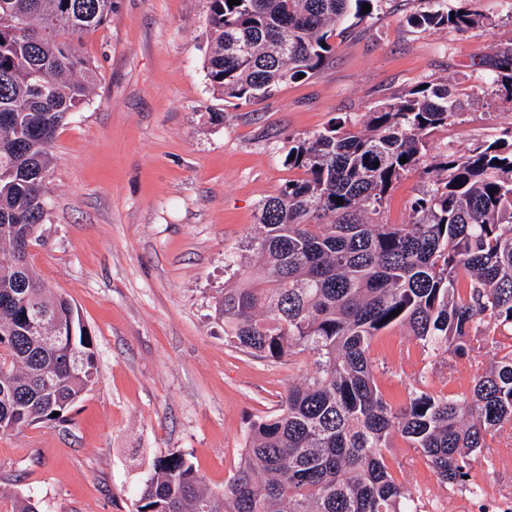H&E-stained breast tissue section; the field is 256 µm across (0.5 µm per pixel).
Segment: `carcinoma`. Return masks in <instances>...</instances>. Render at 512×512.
Instances as JSON below:
<instances>
[{"label":"carcinoma","instance_id":"obj_1","mask_svg":"<svg viewBox=\"0 0 512 512\" xmlns=\"http://www.w3.org/2000/svg\"><path fill=\"white\" fill-rule=\"evenodd\" d=\"M373 0H211L206 76L236 107L327 66L336 27ZM410 23L468 30L481 15L419 0ZM113 0H0V434L61 419L96 373L93 341L69 300L40 279L30 246L46 210L50 147L92 88L77 44ZM496 83L512 95V48ZM458 115L448 86L418 84L368 112L289 142L288 179L260 204L257 269L215 304L226 340L257 357L300 352L315 371L278 413L250 423L239 466L210 492L180 451L153 460L136 512H422L383 449L399 433L440 479L463 483L474 454L512 430V350L476 375L469 396L379 390L374 336L407 327L422 349L468 355L512 333V142L431 155L428 138ZM407 162L400 163L401 158ZM417 173L429 186L411 220L384 224L387 194ZM398 315L391 316V313ZM47 336L59 340L49 343Z\"/></svg>","mask_w":512,"mask_h":512}]
</instances>
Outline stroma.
<instances>
[{"label":"stroma","mask_w":512,"mask_h":512,"mask_svg":"<svg viewBox=\"0 0 512 512\" xmlns=\"http://www.w3.org/2000/svg\"><path fill=\"white\" fill-rule=\"evenodd\" d=\"M417 0H374L370 18L338 27L331 64L241 107L224 101L205 70L210 0H114L84 35L95 82L51 147L40 277L78 310L97 373L67 421L0 435V512L28 497L40 512H135L154 458L182 451L206 488L223 490L240 463L249 424L275 414L308 354L276 361L231 346L215 302L238 285L260 232V204L288 179L289 139L335 118L363 125L382 101L423 81L447 82L461 104L434 151L493 141L512 126V96L494 83L512 48V0H475L479 27H413ZM418 175L389 192L382 220L405 224L425 189ZM512 347L480 356L423 350L402 326L371 345L378 386L395 407L416 389L468 394L479 370ZM385 458L424 512H478L417 449L394 436ZM486 494L512 497V431L476 454Z\"/></svg>","instance_id":"35a3bbf8"}]
</instances>
